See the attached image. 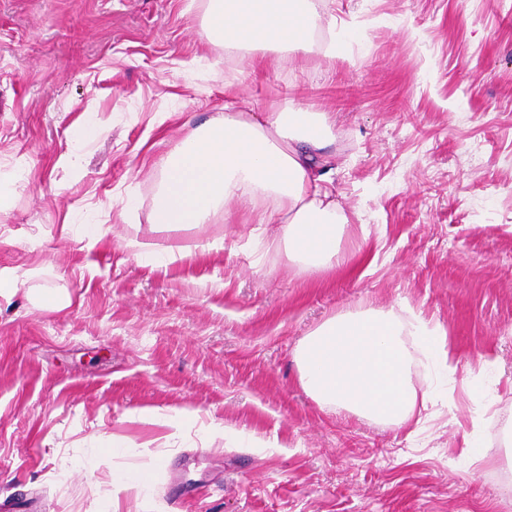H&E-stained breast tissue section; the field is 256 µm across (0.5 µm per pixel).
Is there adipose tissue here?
Instances as JSON below:
<instances>
[{
  "label": "adipose tissue",
  "instance_id": "ef3b65f1",
  "mask_svg": "<svg viewBox=\"0 0 512 512\" xmlns=\"http://www.w3.org/2000/svg\"><path fill=\"white\" fill-rule=\"evenodd\" d=\"M206 21L214 39L241 50L299 47L332 24L313 0H209ZM329 132L326 115L290 106L260 119L225 113L162 160L152 223L209 224L233 198L240 209L258 214L260 223L281 225L293 260L310 269L342 264L345 218L326 188ZM417 346L437 351L441 340L423 322L395 310L332 316L301 343L299 380L327 408L404 426L430 398L409 376Z\"/></svg>",
  "mask_w": 512,
  "mask_h": 512
}]
</instances>
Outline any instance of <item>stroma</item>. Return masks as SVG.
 <instances>
[{
    "instance_id": "obj_1",
    "label": "stroma",
    "mask_w": 512,
    "mask_h": 512,
    "mask_svg": "<svg viewBox=\"0 0 512 512\" xmlns=\"http://www.w3.org/2000/svg\"><path fill=\"white\" fill-rule=\"evenodd\" d=\"M314 6L358 38L262 67L210 39L208 0H0V270L28 276L0 297V512H103L132 469L154 492L116 512H512V433L472 413L482 396L512 421V0ZM287 105L328 115L343 266L299 267L232 200L151 224L181 139ZM87 112L106 131L85 140ZM135 235L185 254L134 257ZM401 307L444 340L409 364L440 399L418 429L306 392L310 332Z\"/></svg>"
}]
</instances>
